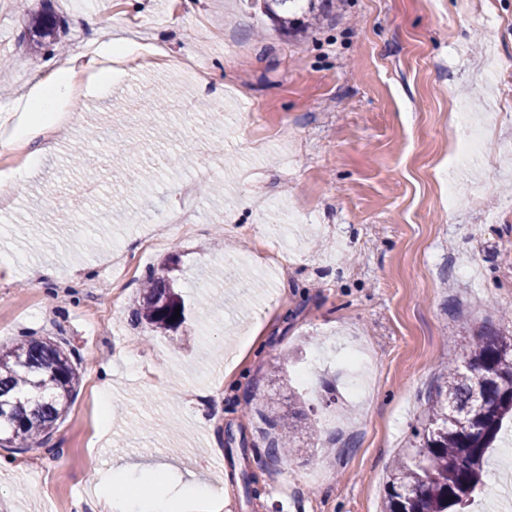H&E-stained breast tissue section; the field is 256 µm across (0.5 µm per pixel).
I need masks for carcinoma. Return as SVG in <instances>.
I'll return each instance as SVG.
<instances>
[{"instance_id": "carcinoma-1", "label": "carcinoma", "mask_w": 512, "mask_h": 512, "mask_svg": "<svg viewBox=\"0 0 512 512\" xmlns=\"http://www.w3.org/2000/svg\"><path fill=\"white\" fill-rule=\"evenodd\" d=\"M282 34L290 37L315 27L332 0H254ZM58 22L42 12L32 18L41 38L55 35ZM178 259L150 271L131 322L167 333L186 321L177 287ZM180 316L172 318L175 310ZM461 364L443 367L439 385L414 432L412 463L398 460L387 482L383 512H468L481 486L504 422L512 420V337L491 323L460 344ZM80 381V362L62 343L22 336L0 348V447L20 450L48 443L65 416ZM280 427L275 456L286 461L298 446L297 428L286 415L270 420Z\"/></svg>"}]
</instances>
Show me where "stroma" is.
Segmentation results:
<instances>
[{
	"label": "stroma",
	"instance_id": "obj_1",
	"mask_svg": "<svg viewBox=\"0 0 512 512\" xmlns=\"http://www.w3.org/2000/svg\"><path fill=\"white\" fill-rule=\"evenodd\" d=\"M334 3L296 40L249 0H0V137L50 59L121 31L165 52L61 102L73 118L36 177L0 150V345L60 337L82 358L51 441L0 447V512H97L118 463L208 483L223 512H381L457 341L488 318L512 334V0ZM46 10L60 47L31 49ZM460 106L487 145L452 169ZM189 190L190 232L167 233ZM173 254L186 322L159 336L129 310ZM345 341L368 362L353 400ZM288 410L301 448L282 462L268 420Z\"/></svg>",
	"mask_w": 512,
	"mask_h": 512
}]
</instances>
